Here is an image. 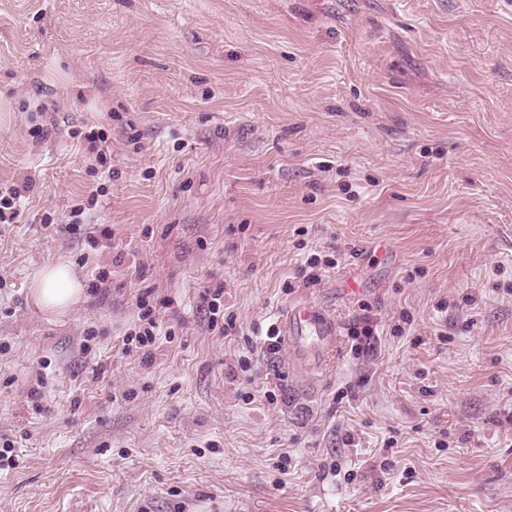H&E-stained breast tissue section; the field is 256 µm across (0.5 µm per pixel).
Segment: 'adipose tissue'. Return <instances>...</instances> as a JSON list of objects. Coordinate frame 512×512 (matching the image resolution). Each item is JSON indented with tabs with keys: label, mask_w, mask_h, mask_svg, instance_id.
Returning <instances> with one entry per match:
<instances>
[{
	"label": "adipose tissue",
	"mask_w": 512,
	"mask_h": 512,
	"mask_svg": "<svg viewBox=\"0 0 512 512\" xmlns=\"http://www.w3.org/2000/svg\"><path fill=\"white\" fill-rule=\"evenodd\" d=\"M31 294L41 309L62 315L81 301L84 291L69 265L58 262L35 274Z\"/></svg>",
	"instance_id": "1"
}]
</instances>
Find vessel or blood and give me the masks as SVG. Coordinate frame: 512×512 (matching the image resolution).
<instances>
[{
    "mask_svg": "<svg viewBox=\"0 0 512 512\" xmlns=\"http://www.w3.org/2000/svg\"><path fill=\"white\" fill-rule=\"evenodd\" d=\"M336 336L334 320L309 303L289 308L282 320V337L290 345L295 361L309 368L325 364Z\"/></svg>",
    "mask_w": 512,
    "mask_h": 512,
    "instance_id": "1",
    "label": "vessel or blood"
}]
</instances>
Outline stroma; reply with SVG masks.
<instances>
[{
  "instance_id": "1",
  "label": "stroma",
  "mask_w": 512,
  "mask_h": 512,
  "mask_svg": "<svg viewBox=\"0 0 512 512\" xmlns=\"http://www.w3.org/2000/svg\"><path fill=\"white\" fill-rule=\"evenodd\" d=\"M0 107V512H512L498 0H0ZM304 301L318 369L254 345ZM83 290V285L77 280L69 265L58 262L35 274L31 294L41 309L63 315L81 301ZM138 309V318L141 324L138 332L130 336H135V340L141 345H149L154 343L157 339L156 336L159 335L160 326L156 317V308L150 304L149 300H146V297H142L138 301Z\"/></svg>"
}]
</instances>
